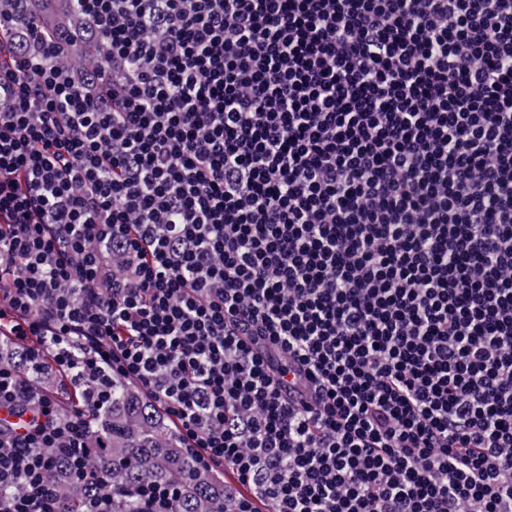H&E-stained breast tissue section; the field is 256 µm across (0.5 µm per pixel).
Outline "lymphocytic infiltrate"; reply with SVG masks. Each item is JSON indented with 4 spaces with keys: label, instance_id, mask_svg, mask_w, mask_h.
Listing matches in <instances>:
<instances>
[{
    "label": "lymphocytic infiltrate",
    "instance_id": "obj_1",
    "mask_svg": "<svg viewBox=\"0 0 512 512\" xmlns=\"http://www.w3.org/2000/svg\"><path fill=\"white\" fill-rule=\"evenodd\" d=\"M70 2L78 74L0 11V512L119 379L230 512H512V0Z\"/></svg>",
    "mask_w": 512,
    "mask_h": 512
}]
</instances>
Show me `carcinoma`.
<instances>
[{"instance_id": "1", "label": "carcinoma", "mask_w": 512, "mask_h": 512, "mask_svg": "<svg viewBox=\"0 0 512 512\" xmlns=\"http://www.w3.org/2000/svg\"><path fill=\"white\" fill-rule=\"evenodd\" d=\"M90 466L112 467V512H139L133 493L144 483L181 484L172 512H224L221 477L193 471L176 436L134 385L118 381L112 388V412L96 420ZM60 512H84L90 485L65 467H56Z\"/></svg>"}]
</instances>
